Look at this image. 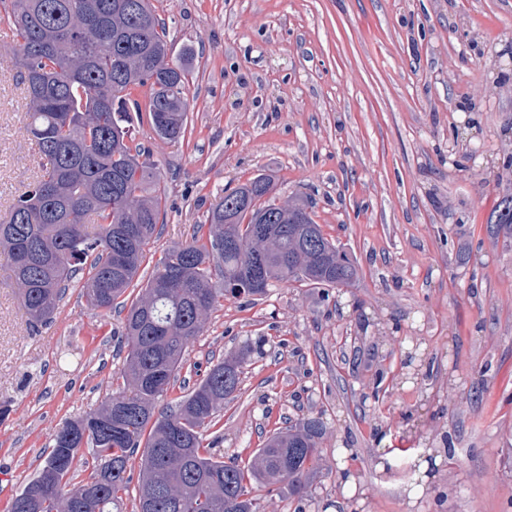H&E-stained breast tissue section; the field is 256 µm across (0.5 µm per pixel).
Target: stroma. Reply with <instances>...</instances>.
<instances>
[{"instance_id":"obj_1","label":"stroma","mask_w":512,"mask_h":512,"mask_svg":"<svg viewBox=\"0 0 512 512\" xmlns=\"http://www.w3.org/2000/svg\"><path fill=\"white\" fill-rule=\"evenodd\" d=\"M190 70L186 132L134 134L166 186L152 254L207 230L225 190L264 174L357 263L344 289L225 296L162 404L255 346L203 443L251 457L280 427L326 425L303 502L265 512H512V0H151ZM24 93L0 69V219L39 169ZM124 314L70 289L32 333L0 278V512L64 421L118 391ZM425 355L418 383L405 355ZM434 456L430 482L420 461ZM348 466L356 488L340 484Z\"/></svg>"}]
</instances>
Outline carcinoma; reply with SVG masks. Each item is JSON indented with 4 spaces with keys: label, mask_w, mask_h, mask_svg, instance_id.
Segmentation results:
<instances>
[{
    "label": "carcinoma",
    "mask_w": 512,
    "mask_h": 512,
    "mask_svg": "<svg viewBox=\"0 0 512 512\" xmlns=\"http://www.w3.org/2000/svg\"><path fill=\"white\" fill-rule=\"evenodd\" d=\"M88 11L101 15L99 28L85 27ZM1 24L11 32L12 70L25 93L23 135L45 159L0 222V251L27 321L51 322L76 286L102 315L127 311L125 387L62 424L7 512H111L127 485L129 455L140 447L138 512H260L251 484L302 501L320 456L321 418L274 432L246 460H219L203 444V431L238 390L251 347L217 361L175 407L159 411L157 403L224 292L263 295L272 282L290 280L347 286L357 276L352 257L324 235L304 201L276 203L271 180L258 175L212 208L207 235L163 249L125 303L157 242L165 190L122 114L132 92L147 86L155 135L179 141L188 67L169 59L151 0H0ZM215 269L230 289L212 287ZM83 448L92 450L95 471L68 491Z\"/></svg>",
    "instance_id": "cac0c4a2"
}]
</instances>
